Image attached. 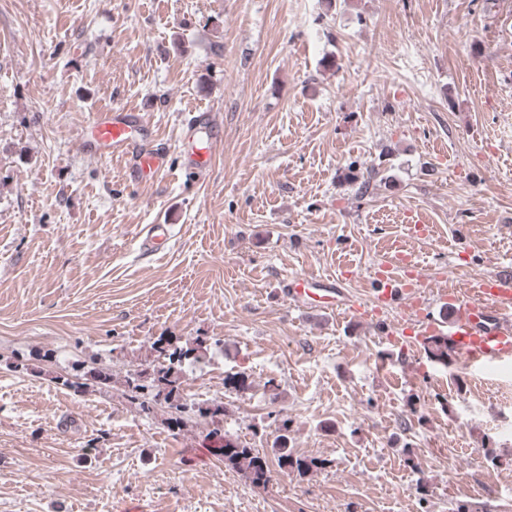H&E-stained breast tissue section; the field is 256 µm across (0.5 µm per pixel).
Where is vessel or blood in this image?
<instances>
[{"mask_svg":"<svg viewBox=\"0 0 512 512\" xmlns=\"http://www.w3.org/2000/svg\"><path fill=\"white\" fill-rule=\"evenodd\" d=\"M92 129L96 155L116 160L134 158L136 174L144 179L168 169L167 156L147 148L153 132L143 123L138 110H100ZM186 136L195 143L186 162L187 169L206 174L212 166L215 144L222 137L216 114L193 113ZM407 259L403 250H395L392 263L375 279V294L377 300L388 304L404 303L407 311L420 318L423 310L419 304L409 302L397 274L400 263ZM282 291L291 302L305 307L333 310L347 303L343 290L332 280L307 276L286 278L282 281ZM435 298L456 311L448 325V345L465 368L512 362V280L490 275L475 277L461 288L437 291Z\"/></svg>","mask_w":512,"mask_h":512,"instance_id":"vessel-or-blood-1","label":"vessel or blood"}]
</instances>
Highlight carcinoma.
<instances>
[{"label": "carcinoma", "instance_id": "obj_1", "mask_svg": "<svg viewBox=\"0 0 512 512\" xmlns=\"http://www.w3.org/2000/svg\"><path fill=\"white\" fill-rule=\"evenodd\" d=\"M198 338L191 346H179L166 336H158L150 342L148 351L151 362L147 367L127 371L124 379L130 398L137 402L141 411L151 414L158 410L166 414L169 426L181 428L196 418L208 419L213 425L209 435L221 433L224 423L223 403L211 399L206 402L189 401L182 396V376L186 366L206 354L210 345H219ZM427 350L433 360L448 364V341L441 336L428 337ZM57 384L74 391H83L91 387L110 382V375L94 365L83 361L72 364L71 371L55 378ZM289 420L284 418L277 427L279 434L275 438L273 450L278 467L305 474L317 464L314 459L294 455L287 446ZM224 457L225 463L238 471L255 485L270 481V469L266 455L248 444L227 440L224 447L216 449Z\"/></svg>", "mask_w": 512, "mask_h": 512}]
</instances>
